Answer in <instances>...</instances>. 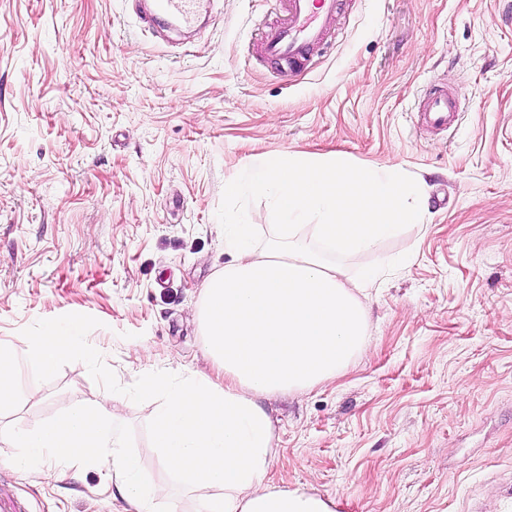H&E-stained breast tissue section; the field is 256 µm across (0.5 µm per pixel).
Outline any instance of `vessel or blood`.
<instances>
[{
    "mask_svg": "<svg viewBox=\"0 0 512 512\" xmlns=\"http://www.w3.org/2000/svg\"><path fill=\"white\" fill-rule=\"evenodd\" d=\"M200 0H148L138 16L149 27L170 21L182 29L194 28ZM283 18L260 37L266 60L307 68L314 54L327 43L336 21L337 0H277ZM460 112V95L443 87L426 90L417 104L416 117L423 126L445 130L454 126Z\"/></svg>",
    "mask_w": 512,
    "mask_h": 512,
    "instance_id": "b4317fda",
    "label": "vessel or blood"
}]
</instances>
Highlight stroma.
Instances as JSON below:
<instances>
[{"instance_id": "obj_1", "label": "stroma", "mask_w": 512, "mask_h": 512, "mask_svg": "<svg viewBox=\"0 0 512 512\" xmlns=\"http://www.w3.org/2000/svg\"><path fill=\"white\" fill-rule=\"evenodd\" d=\"M206 25L151 33L137 0H0V341L26 428L101 404L124 419L144 485L194 495L161 463L149 375L207 373L194 319L221 272L224 227L271 238L254 159L340 153L428 184L429 217L350 272L371 344L336 381L260 398L275 424L271 485L336 512H503L512 496V0H340L311 67L259 57L274 0H203ZM457 89L458 124L419 128L427 85ZM238 178L236 198L224 182ZM82 322L45 372L19 339ZM150 358H136L139 346ZM0 450L23 512H124L105 462L28 473Z\"/></svg>"}]
</instances>
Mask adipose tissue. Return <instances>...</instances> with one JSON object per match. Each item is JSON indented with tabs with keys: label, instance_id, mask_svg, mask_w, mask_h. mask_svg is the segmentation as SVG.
Here are the masks:
<instances>
[{
	"label": "adipose tissue",
	"instance_id": "obj_1",
	"mask_svg": "<svg viewBox=\"0 0 512 512\" xmlns=\"http://www.w3.org/2000/svg\"><path fill=\"white\" fill-rule=\"evenodd\" d=\"M249 188L271 200L283 218L263 247L252 227H224L230 260L202 290L195 317L208 374L173 382L143 379L159 394L155 445L164 466L198 497L193 512H333L332 501L270 486L275 427L259 395L297 393L336 380L370 343L359 298L380 278L373 266L350 276L347 260L374 251L406 227L423 224V183L396 167L361 166L343 156L288 152L259 160ZM85 339L72 322L28 338V353L49 372ZM10 464L26 470L43 460H101L132 512H180L169 485L144 487L127 452L122 421L87 406L25 429L0 426Z\"/></svg>",
	"mask_w": 512,
	"mask_h": 512
}]
</instances>
